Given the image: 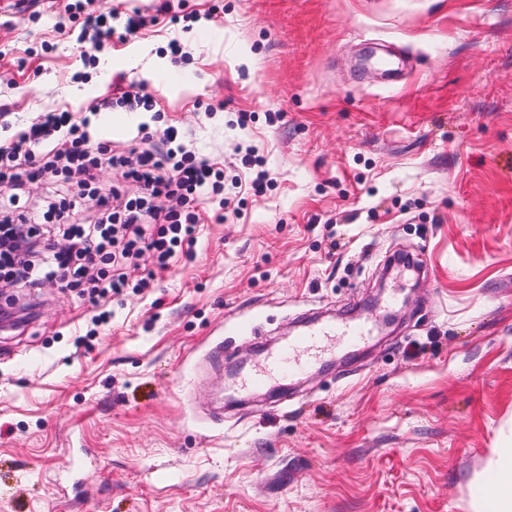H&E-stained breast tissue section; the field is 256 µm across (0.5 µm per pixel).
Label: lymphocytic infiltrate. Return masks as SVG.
Here are the masks:
<instances>
[{"mask_svg": "<svg viewBox=\"0 0 512 512\" xmlns=\"http://www.w3.org/2000/svg\"><path fill=\"white\" fill-rule=\"evenodd\" d=\"M165 151L133 147L135 162L128 178L140 188L127 201L117 222L81 224L77 216L85 193L97 191V170L114 166L120 159L103 155L84 123L68 112H47L0 143V210L17 208L16 169L23 166L37 172H62L63 181H54L46 190L54 204L28 225L25 236H17L14 226L0 225V272L25 288L41 287L45 281L68 279L81 282L88 270H96L89 298L98 303L108 295L122 293L128 283L119 269L132 259L151 254L159 266L190 253L197 242L200 216L198 204L209 203L224 193V170L217 162L198 157L180 140L174 127L162 132ZM65 151H58L57 143ZM164 196L169 207L158 233H149L153 217L152 200ZM38 255V262L23 261V253Z\"/></svg>", "mask_w": 512, "mask_h": 512, "instance_id": "lymphocytic-infiltrate-1", "label": "lymphocytic infiltrate"}]
</instances>
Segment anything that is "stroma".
Wrapping results in <instances>:
<instances>
[{"label":"stroma","mask_w":512,"mask_h":512,"mask_svg":"<svg viewBox=\"0 0 512 512\" xmlns=\"http://www.w3.org/2000/svg\"><path fill=\"white\" fill-rule=\"evenodd\" d=\"M157 6L0 0V142L56 109L118 152L171 125L268 184L126 266L150 286L108 325L65 282L0 289L32 314L0 330V512H471L512 439V0ZM135 7L127 42L85 25ZM142 81L154 110L91 111ZM380 294L401 322L360 356L234 392L258 342Z\"/></svg>","instance_id":"35a3bbf8"}]
</instances>
